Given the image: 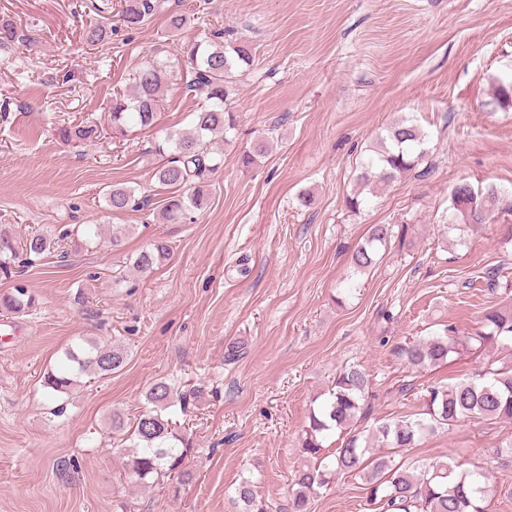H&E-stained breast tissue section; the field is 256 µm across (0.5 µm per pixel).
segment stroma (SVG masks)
<instances>
[{
	"instance_id": "obj_1",
	"label": "stroma",
	"mask_w": 512,
	"mask_h": 512,
	"mask_svg": "<svg viewBox=\"0 0 512 512\" xmlns=\"http://www.w3.org/2000/svg\"><path fill=\"white\" fill-rule=\"evenodd\" d=\"M168 2L193 15L188 36L222 28L254 55L233 97L237 128L217 144L224 164L208 203L183 224L162 223L168 192L152 170L158 143L188 129L203 101L184 92L180 39L165 14L130 30L119 21L121 0L104 17L92 0H0V22L34 41L0 49V225L20 240L101 227L90 242L65 238L68 257L22 255V276L0 273V295L20 283L34 298L23 313H0V512H234L230 497L246 476L283 512L304 463L298 443L309 411L345 365L370 375L374 416L390 421L421 412L428 386L512 361L510 343L421 370L392 352L436 324L467 334L487 308L512 310V288L483 277L497 267L512 279L503 240L512 224V108L492 102L496 78L512 72V0ZM100 21L112 36L88 45L82 34ZM157 60L169 68L155 124L113 137V94ZM404 117L426 135L424 176L358 181L369 146ZM81 121L96 124L99 139L61 144L56 127ZM259 137L272 140L271 151L242 168L239 153ZM462 182L496 187L504 208L450 231L448 197ZM115 183L135 188L147 207L112 212L104 192ZM353 196L355 212L346 206ZM374 224L405 235L353 274L351 254ZM157 239L171 255L139 275L133 261ZM83 337L124 346L126 365L48 397L44 373ZM231 343L242 355L229 363ZM159 379L202 392L183 415L193 481L177 496L132 483V450L112 432L113 413H142ZM405 381L416 387L406 396ZM509 442L512 423L465 418L404 457L482 467L503 489L491 512H512V466L492 457ZM365 500L363 482L341 475L311 512H366Z\"/></svg>"
}]
</instances>
